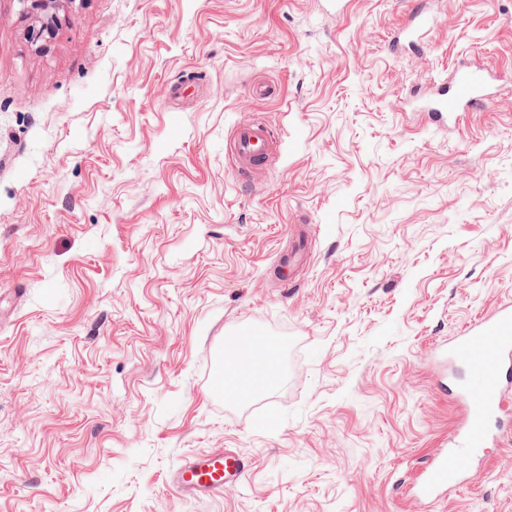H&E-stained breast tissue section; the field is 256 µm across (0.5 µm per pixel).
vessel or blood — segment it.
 I'll return each mask as SVG.
<instances>
[{
    "instance_id": "obj_1",
    "label": "vessel or blood",
    "mask_w": 512,
    "mask_h": 512,
    "mask_svg": "<svg viewBox=\"0 0 512 512\" xmlns=\"http://www.w3.org/2000/svg\"><path fill=\"white\" fill-rule=\"evenodd\" d=\"M493 80L489 69L463 65L454 70L451 85L440 86L435 95L423 96L422 101L429 111L439 113L473 108L490 98ZM273 147L266 127L250 125L237 130L230 151L239 166L245 168L260 152ZM250 342L248 331L228 333L220 345L218 361L228 362ZM434 357L466 374L457 390L465 408L464 418L451 452L462 462H471L493 442L501 414L512 409V394L507 391L512 380L504 373L505 367L512 364V304L500 305L469 324L453 342L437 345ZM247 468L243 454L210 452L187 460L171 480L184 497L205 498L237 487ZM459 483L458 471L437 458L425 463L413 489L420 501L429 504Z\"/></svg>"
}]
</instances>
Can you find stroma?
Wrapping results in <instances>:
<instances>
[{
    "mask_svg": "<svg viewBox=\"0 0 512 512\" xmlns=\"http://www.w3.org/2000/svg\"><path fill=\"white\" fill-rule=\"evenodd\" d=\"M0 0V512H512V430L433 507V362L512 302V0ZM460 63L495 95L435 122ZM265 82L272 97L253 95ZM264 122L274 164L226 146ZM279 352L226 407V332ZM234 450L235 489L183 498ZM22 8L20 14L24 18H32L39 23V27L32 28L33 40H40L44 34L53 35L59 29V22L56 15L49 14L50 9H57L62 2L61 0H18ZM247 468V458L241 453L210 452L187 460L171 480L184 497L205 498L237 487Z\"/></svg>",
    "mask_w": 512,
    "mask_h": 512,
    "instance_id": "stroma-1",
    "label": "stroma"
}]
</instances>
